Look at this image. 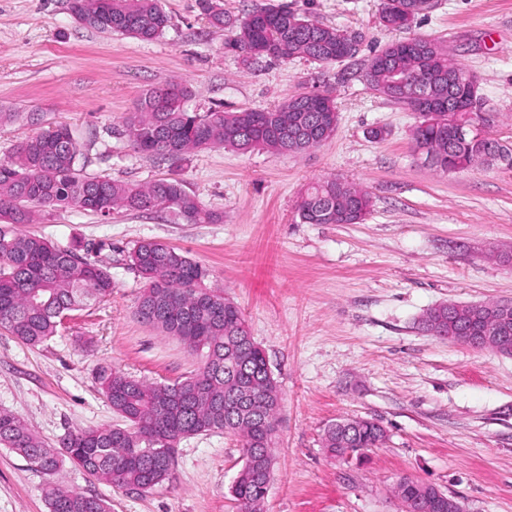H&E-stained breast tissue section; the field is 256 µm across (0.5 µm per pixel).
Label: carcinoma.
<instances>
[{
  "label": "carcinoma",
  "instance_id": "obj_1",
  "mask_svg": "<svg viewBox=\"0 0 512 512\" xmlns=\"http://www.w3.org/2000/svg\"><path fill=\"white\" fill-rule=\"evenodd\" d=\"M211 27L228 30L225 42L245 65L262 60L302 58L319 64L354 63L341 51L343 37L354 31L321 23L286 3L257 5L240 18L224 13L217 0H197ZM433 0H381L379 24L386 30L409 29L431 11ZM69 11L82 24L102 33L152 41L161 37L171 18L162 0H69ZM366 87L390 102L413 111L416 94L435 104L433 115H417L413 152L434 157L442 172L476 165L512 169V147L491 134L474 142L458 135L457 123H469L471 89L476 79L452 63L435 41L422 37L392 41L364 61ZM190 91L169 83L147 91L125 117L132 151L169 163L171 175L146 185L91 176L86 156L72 129L59 124L19 143L0 161V327L36 345L56 335L73 313L112 295L110 267L90 260L76 242L59 247L20 230L37 212L78 209L102 218L117 209L165 212L185 224L217 223L221 216L202 207L187 189L179 169L191 154L214 147L241 153L256 149L275 155H298L332 138L338 122L324 114L338 112L329 92H301L270 109L214 108L189 112ZM368 192L347 180L329 179L309 185L297 200L304 224L362 223L371 212ZM130 265L144 281L137 315L144 323L179 339L197 368L171 384L133 379L120 371L99 374L112 409L126 427H96L70 433L68 444L50 448L10 410L0 408V447L9 448L36 470L53 475L69 460L96 472L119 489L148 491L170 479L175 448L181 439L205 432L243 438L245 464L231 495L240 512H255L266 472L274 460L280 403L256 390L244 403L238 387L260 384L268 377L266 356L255 346L240 307L224 293L206 286L208 270L187 253L155 240H143L129 252ZM469 323L448 319L440 304L420 320L438 336H481L496 318V303H470ZM385 440L379 423L343 418L324 432L322 447L331 457L359 454ZM437 487L405 480L400 512H443ZM49 512H109L105 499L50 485L45 489Z\"/></svg>",
  "mask_w": 512,
  "mask_h": 512
}]
</instances>
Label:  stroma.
<instances>
[{
    "label": "stroma",
    "instance_id": "35a3bbf8",
    "mask_svg": "<svg viewBox=\"0 0 512 512\" xmlns=\"http://www.w3.org/2000/svg\"><path fill=\"white\" fill-rule=\"evenodd\" d=\"M325 24L362 31L365 52L395 40L378 23L380 0H291ZM172 25L151 42L77 22L68 0H0V160L59 123L73 130L86 171L146 184L168 164L133 153L125 116L147 90L171 81L191 110L270 107L297 92L328 90L340 121L333 138L298 155L224 148L195 152L180 172L220 224L176 223L118 210L42 215L28 233L61 246L81 240L110 266L112 296L57 334L29 345L0 327V406L47 445L122 419L98 374L171 383L196 367L175 337L143 324V286L127 261L139 241L185 251L242 310L281 395L274 477L261 512H399L393 489L409 477L458 495L468 512H512V356L423 331L434 306L512 300V169L442 173L411 150L413 112L372 94L356 66L303 59L241 63L196 0H162ZM407 37L438 40L479 79L490 131L512 145V0H436ZM380 127L383 140L370 138ZM339 178L366 190L360 224H303L295 212L311 183ZM377 419L387 437L362 460L322 448L328 425ZM243 464L241 437L182 439L169 481L117 489L63 465L61 484L105 499L110 512H237L230 494ZM49 476L0 448V512H49Z\"/></svg>",
    "mask_w": 512,
    "mask_h": 512
}]
</instances>
